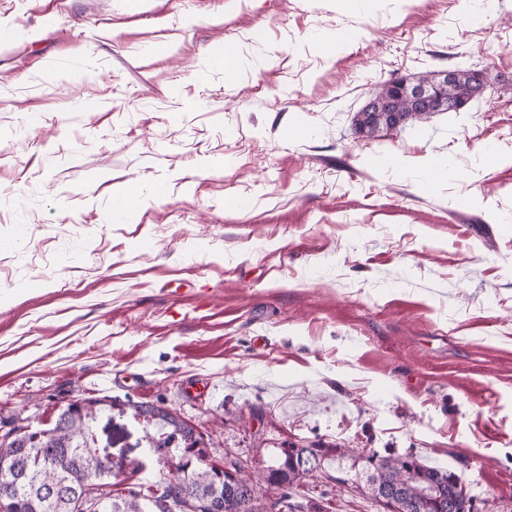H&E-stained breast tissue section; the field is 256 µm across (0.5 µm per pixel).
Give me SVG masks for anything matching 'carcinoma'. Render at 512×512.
Segmentation results:
<instances>
[{
  "mask_svg": "<svg viewBox=\"0 0 512 512\" xmlns=\"http://www.w3.org/2000/svg\"><path fill=\"white\" fill-rule=\"evenodd\" d=\"M455 84L448 87L451 99L472 101L471 69H457ZM358 134L372 137L398 126L386 117L358 112L354 115ZM118 416L142 426L141 454L129 456L119 447L118 457L107 460L96 447L97 420ZM208 450L196 447L191 427L160 406L146 418L144 404L112 398L108 403L88 401L76 410L60 413L54 434L33 438L9 431L0 436V512H80L78 500L103 496L107 512H196L195 503L210 499L215 512H266V501L252 497L251 489L264 485L284 503L285 512H296L293 502L301 481L321 469V450L282 448L273 462L259 474L240 478L218 472L206 463ZM177 462L175 468L159 469L152 486L164 485L171 507L161 511L154 495L139 488L112 492L118 476L136 474L149 460ZM373 468L368 477L372 500L381 503L387 489L398 493L400 512H422V487L436 483L454 498L457 512H472V504L455 474L424 464L413 456L368 458Z\"/></svg>",
  "mask_w": 512,
  "mask_h": 512,
  "instance_id": "cac0c4a2",
  "label": "carcinoma"
}]
</instances>
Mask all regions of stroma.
<instances>
[{
  "label": "stroma",
  "mask_w": 512,
  "mask_h": 512,
  "mask_svg": "<svg viewBox=\"0 0 512 512\" xmlns=\"http://www.w3.org/2000/svg\"><path fill=\"white\" fill-rule=\"evenodd\" d=\"M1 24L0 434L117 396L254 473L327 449L302 512H384L372 455L512 512V92L423 138L353 126L396 76L512 75V0H0Z\"/></svg>",
  "instance_id": "stroma-1"
}]
</instances>
